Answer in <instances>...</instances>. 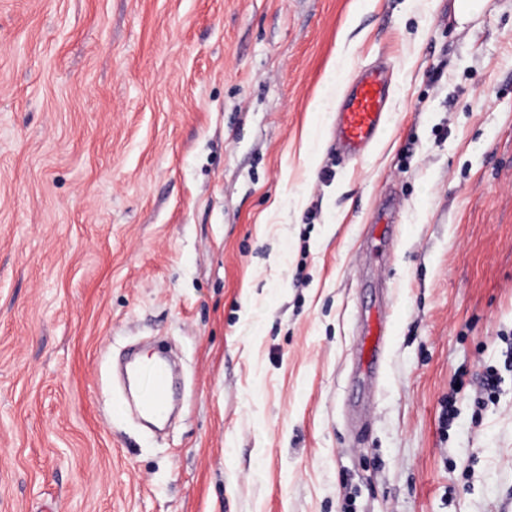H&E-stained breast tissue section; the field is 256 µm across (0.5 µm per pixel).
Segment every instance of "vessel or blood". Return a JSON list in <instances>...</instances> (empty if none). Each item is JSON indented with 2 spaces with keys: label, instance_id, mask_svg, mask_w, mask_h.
I'll return each instance as SVG.
<instances>
[{
  "label": "vessel or blood",
  "instance_id": "b4317fda",
  "mask_svg": "<svg viewBox=\"0 0 512 512\" xmlns=\"http://www.w3.org/2000/svg\"><path fill=\"white\" fill-rule=\"evenodd\" d=\"M393 83L389 68L367 67L343 90L336 107L332 137L338 152L353 160L365 157L381 136L390 115ZM400 204L390 196L372 214L373 227L392 230ZM388 321L381 310L369 312L363 325L361 353L366 375L377 374L384 352ZM125 377L138 389L136 409L145 417L162 420L171 409L174 378L165 358L144 361L132 357L125 362Z\"/></svg>",
  "mask_w": 512,
  "mask_h": 512
}]
</instances>
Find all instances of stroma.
<instances>
[{"label": "stroma", "instance_id": "1", "mask_svg": "<svg viewBox=\"0 0 512 512\" xmlns=\"http://www.w3.org/2000/svg\"><path fill=\"white\" fill-rule=\"evenodd\" d=\"M337 57L393 67L359 161ZM509 337L512 0H0V512H512ZM165 343L158 438L110 365ZM400 210V203L394 196H389L380 202L372 214L370 223L374 230L380 226L386 232H390L396 224V217ZM388 321L380 308L369 312L365 318L362 334L361 365L365 374L373 377L378 373L380 358L384 352L385 337L388 335ZM366 356V361L364 357Z\"/></svg>", "mask_w": 512, "mask_h": 512}]
</instances>
